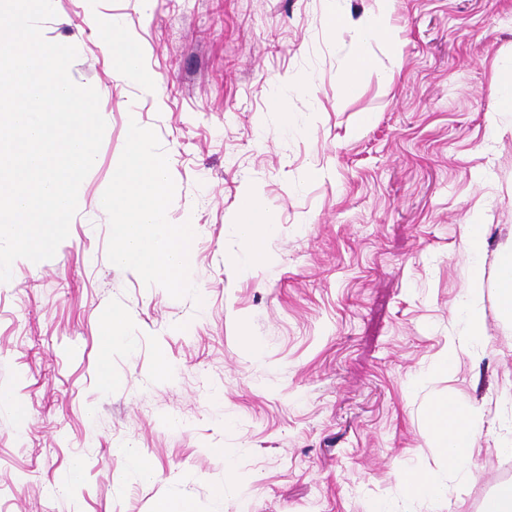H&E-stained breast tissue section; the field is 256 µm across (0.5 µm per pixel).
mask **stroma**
<instances>
[{
	"instance_id": "stroma-1",
	"label": "stroma",
	"mask_w": 512,
	"mask_h": 512,
	"mask_svg": "<svg viewBox=\"0 0 512 512\" xmlns=\"http://www.w3.org/2000/svg\"><path fill=\"white\" fill-rule=\"evenodd\" d=\"M53 5L43 36L77 48L72 78L98 92L106 130L68 238L0 284V512H149L162 496L212 512L229 464L224 512H479L512 481V321L494 288L512 248V108L500 104L512 0H396L399 42L368 45L352 91L355 23L373 0H343L351 22L331 37L332 0ZM92 10L141 45L142 75L118 76ZM281 96L286 119L272 107ZM133 121L168 157L169 221L197 227L202 305L107 258L98 198ZM247 193L279 216L256 268L236 227ZM474 215L478 262L462 243ZM477 264L483 334L437 374ZM113 314L127 342L106 353ZM250 338L261 356L247 355ZM439 397L483 415L467 474L428 440ZM126 447L152 479L128 473ZM77 461L82 477L62 494ZM409 468L443 496L410 497Z\"/></svg>"
}]
</instances>
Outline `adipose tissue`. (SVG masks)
Returning <instances> with one entry per match:
<instances>
[{
	"label": "adipose tissue",
	"instance_id": "ef3b65f1",
	"mask_svg": "<svg viewBox=\"0 0 512 512\" xmlns=\"http://www.w3.org/2000/svg\"><path fill=\"white\" fill-rule=\"evenodd\" d=\"M393 3L394 0H374L373 10L360 21L358 46L345 76L348 88H355L359 78L370 67L365 51L370 41L395 44L397 36L390 25ZM86 21L99 29L103 46L111 54L120 74L140 73L142 49L138 43L121 37L117 27L101 23L98 15H88ZM278 224L277 213L262 209L257 195H244L237 226L250 265L256 266L267 261L263 242L275 234ZM480 425L481 415L477 410L460 407L446 398L433 402L427 416V432L434 447L444 461L460 473L467 470Z\"/></svg>",
	"mask_w": 512,
	"mask_h": 512
}]
</instances>
